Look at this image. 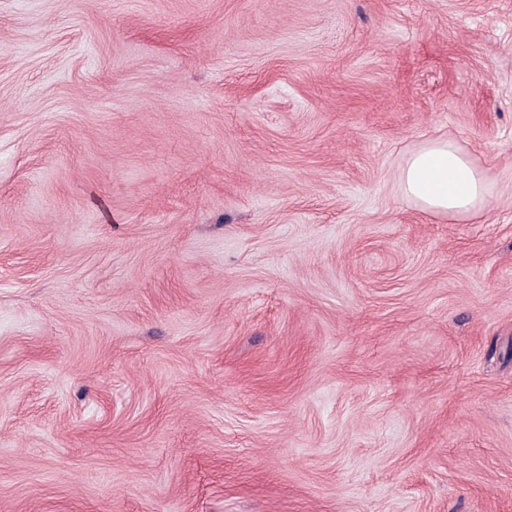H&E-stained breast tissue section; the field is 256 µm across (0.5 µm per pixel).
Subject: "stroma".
Instances as JSON below:
<instances>
[{"mask_svg":"<svg viewBox=\"0 0 512 512\" xmlns=\"http://www.w3.org/2000/svg\"><path fill=\"white\" fill-rule=\"evenodd\" d=\"M0 512H512V0H0ZM405 198L440 216L479 215L491 184L470 157L444 140H427L406 159L401 172Z\"/></svg>","mask_w":512,"mask_h":512,"instance_id":"1","label":"stroma"}]
</instances>
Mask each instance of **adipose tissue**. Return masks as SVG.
I'll return each instance as SVG.
<instances>
[{"label":"adipose tissue","instance_id":"ef3b65f1","mask_svg":"<svg viewBox=\"0 0 512 512\" xmlns=\"http://www.w3.org/2000/svg\"><path fill=\"white\" fill-rule=\"evenodd\" d=\"M401 187L421 210L452 217L479 215L491 191L488 178L470 157L444 140L425 141L407 157Z\"/></svg>","mask_w":512,"mask_h":512}]
</instances>
